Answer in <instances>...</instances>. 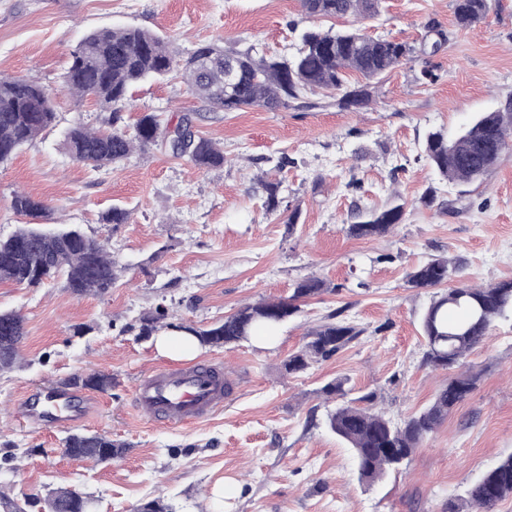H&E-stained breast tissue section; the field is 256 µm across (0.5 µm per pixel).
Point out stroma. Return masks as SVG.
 Segmentation results:
<instances>
[{
	"label": "stroma",
	"mask_w": 512,
	"mask_h": 512,
	"mask_svg": "<svg viewBox=\"0 0 512 512\" xmlns=\"http://www.w3.org/2000/svg\"><path fill=\"white\" fill-rule=\"evenodd\" d=\"M351 23L305 17L300 0H0V74L53 91L58 115L0 164V238L23 222L10 207L22 189L51 206L52 223L105 241L124 268L102 297L72 294L59 280L38 288L0 283V310L20 312L26 330L18 363L0 372V490L28 512H41L40 501L60 487L90 495L92 512H133L152 500L173 512H212V491L227 478L238 485L230 512H448L449 501L512 455V321L495 323L468 355L480 373L476 389L407 466L374 484L359 480L348 446L328 428L337 402L321 393L343 378L351 396L374 393L393 421L419 412L448 373L422 359L420 318L438 291L406 287V273L444 256L460 265L466 284L512 279V154L482 184L458 187L424 153L428 131L456 136L512 95V0H497L468 30L457 29L451 0H382L379 15L360 22L369 34L417 46L433 25L449 40L372 84L362 108L324 107L310 94L303 107L225 112L176 74L132 89L126 123L143 112L173 124L189 117L223 147L220 169H198L155 147L95 170L64 148L75 118L94 127L103 119L63 88L70 54L89 31L141 27L174 40L185 57L207 43L284 55L298 48L301 29ZM425 69L435 83L419 82ZM264 174L298 208L295 226L265 213ZM398 203L405 217L393 233L344 232L359 211ZM115 204L132 212L116 230L101 220ZM312 275L333 291L301 300L273 348L244 340L194 355L197 363H223L232 385L223 411L169 428L136 408L137 380L175 362L154 337L140 335L144 313L163 304L205 327L243 304L288 298ZM340 308L362 336L327 361L286 373L288 355ZM98 370L111 374L112 387L84 428L123 443L111 462L71 459L67 429L14 414L24 395Z\"/></svg>",
	"instance_id": "1"
}]
</instances>
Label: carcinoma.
<instances>
[{
    "mask_svg": "<svg viewBox=\"0 0 512 512\" xmlns=\"http://www.w3.org/2000/svg\"><path fill=\"white\" fill-rule=\"evenodd\" d=\"M456 25L468 29L485 19L494 0H452ZM380 0H301L305 15L317 18L357 19L379 13ZM300 45L292 55L267 56L255 46L226 50L215 44L197 48L185 59L177 58L170 40L139 27L124 26L88 33L71 53L64 74V88L77 101L91 100L108 113L102 126L82 122L71 126L65 146L72 158L94 169L116 167L137 150L164 146L202 170L224 166V150L216 141L182 119L175 126L153 112L138 118L134 133L124 125L123 111L131 87L145 80H163L180 74L191 92L226 112L259 107L278 112L298 107L308 92L320 90L326 104L340 108L364 107L369 87L418 54L436 53L447 41L442 32L415 47L405 42L371 36L358 26L301 31ZM57 118L50 93L23 77L0 76V163L9 161L25 144L54 126ZM512 152V96L491 112H482L453 139L440 131L428 133L425 153L441 177L458 185L480 181L500 156ZM263 209L268 214L289 210L280 196V183L260 180ZM12 210L30 218L6 239L0 240V282L39 287L64 279L74 294L104 296L119 279L118 265L101 240L69 224L46 233L37 221L51 208L25 192H16ZM291 211V210H289ZM403 205L372 212L344 226L356 239L381 237L402 223ZM298 210L291 211L293 226ZM131 211L114 206L103 216L116 229L127 224ZM458 264L438 257L406 275L409 288H434L452 280ZM326 281L307 277L296 283L286 299L246 304L204 328L168 320L169 309L159 304L141 320L140 335L159 330L193 337L201 347L224 348L248 339L259 328L273 329L299 311L297 301L332 292ZM338 310L307 334L303 346L284 362L287 373L302 372L348 347L364 333L341 318ZM512 319V280L485 287L459 284L435 299L422 317L424 363L435 369L464 365L467 353L479 345L490 327ZM25 335L24 317L17 311H0V371L12 368L19 358ZM479 376L471 371L448 379L425 409L396 424L374 409L375 395L363 394L337 406L328 414V427L352 449L360 479L373 484L387 473L408 464L415 450L448 418V414L475 388ZM124 444L97 433H74L65 439V452L74 459L109 462ZM512 497V455L499 461L466 490L460 501H448V512H497ZM89 497L70 488H59L44 499L43 512H86Z\"/></svg>",
    "mask_w": 512,
    "mask_h": 512,
    "instance_id": "cac0c4a2",
    "label": "carcinoma"
}]
</instances>
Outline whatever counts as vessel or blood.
Segmentation results:
<instances>
[{
	"label": "vessel or blood",
	"instance_id": "obj_1",
	"mask_svg": "<svg viewBox=\"0 0 512 512\" xmlns=\"http://www.w3.org/2000/svg\"><path fill=\"white\" fill-rule=\"evenodd\" d=\"M224 373L214 363L163 366L141 376L134 389L136 407L151 420L177 427L208 418L224 407ZM96 401L93 392L73 388L26 396L19 413L37 425L84 423Z\"/></svg>",
	"mask_w": 512,
	"mask_h": 512
}]
</instances>
